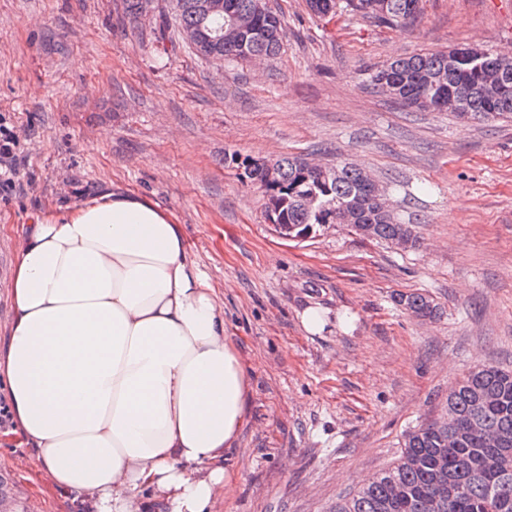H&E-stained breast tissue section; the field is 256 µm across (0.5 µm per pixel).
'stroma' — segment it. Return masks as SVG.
Returning a JSON list of instances; mask_svg holds the SVG:
<instances>
[{
    "mask_svg": "<svg viewBox=\"0 0 512 512\" xmlns=\"http://www.w3.org/2000/svg\"><path fill=\"white\" fill-rule=\"evenodd\" d=\"M269 5L287 25L279 54L220 66L156 40L124 0H0V113L14 115L26 171L23 188L0 191V337L25 225L109 185L152 200L222 293L249 373L248 423L224 462L239 480L221 512H330L443 414L455 382L512 368V123L414 112L365 85L409 54L512 42V0H420L397 25ZM232 153L356 165L418 244L339 225L283 239ZM416 291L441 319L395 303ZM311 308L321 332L305 328ZM0 486L14 512H61L2 427Z\"/></svg>",
    "mask_w": 512,
    "mask_h": 512,
    "instance_id": "stroma-1",
    "label": "stroma"
}]
</instances>
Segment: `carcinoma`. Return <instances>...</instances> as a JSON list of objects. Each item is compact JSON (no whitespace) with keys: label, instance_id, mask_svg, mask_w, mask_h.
Wrapping results in <instances>:
<instances>
[{"label":"carcinoma","instance_id":"cac0c4a2","mask_svg":"<svg viewBox=\"0 0 512 512\" xmlns=\"http://www.w3.org/2000/svg\"><path fill=\"white\" fill-rule=\"evenodd\" d=\"M196 0H182L173 17L179 29L203 25L224 29V40L216 49L226 62L250 61L276 56L283 44L282 15L260 0H226L233 9L224 18H202ZM311 13L319 18L327 11L337 14L347 8L363 17L384 23L414 19L419 0H307ZM257 15L252 30L241 38L231 35L233 17ZM452 51L414 53L397 58L372 72L369 82L394 102L419 112L423 102L438 104L436 111L449 112L457 120L512 122V56L480 47L471 56L450 64ZM278 181L265 182L262 160L241 162L243 178L267 197L269 219L288 225L295 238L317 231L322 224H367L370 239L391 242L405 237L417 239L410 225L396 213L385 211L368 196L364 170L349 163H336V178L326 181L321 172L308 166L301 155L277 159ZM314 192L320 212L305 211L296 196ZM399 305L412 316L433 321L441 308L426 293L398 297ZM504 441L493 448L488 436ZM495 467L487 466L489 457ZM448 482L463 485L466 496L451 495L438 485L441 473ZM512 512V370L485 364L471 370L448 391L446 414L407 432L401 453L390 466L354 493L341 498L332 512Z\"/></svg>","mask_w":512,"mask_h":512}]
</instances>
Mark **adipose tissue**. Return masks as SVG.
<instances>
[{
  "label": "adipose tissue",
  "instance_id": "obj_1",
  "mask_svg": "<svg viewBox=\"0 0 512 512\" xmlns=\"http://www.w3.org/2000/svg\"><path fill=\"white\" fill-rule=\"evenodd\" d=\"M10 296L0 383L67 512H214L232 494L249 377L169 213L107 188L43 216Z\"/></svg>",
  "mask_w": 512,
  "mask_h": 512
}]
</instances>
